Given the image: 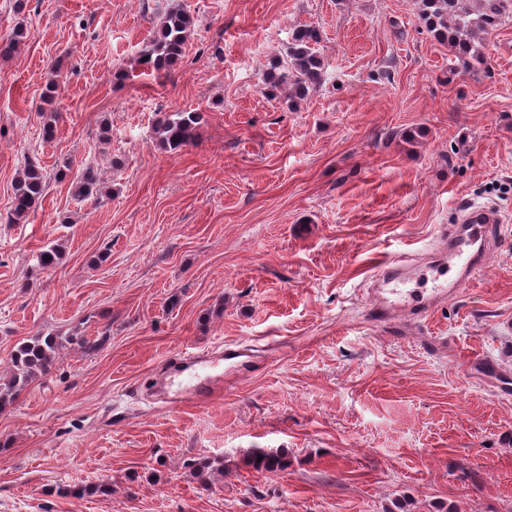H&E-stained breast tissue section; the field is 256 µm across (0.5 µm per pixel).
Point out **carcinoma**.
<instances>
[{
    "label": "carcinoma",
    "mask_w": 512,
    "mask_h": 512,
    "mask_svg": "<svg viewBox=\"0 0 512 512\" xmlns=\"http://www.w3.org/2000/svg\"><path fill=\"white\" fill-rule=\"evenodd\" d=\"M419 18L428 32L448 43L455 57L451 68H474L484 62L486 36L512 19V0H420ZM193 28V16L179 4L172 6L141 50L137 66L157 74L170 72L180 62ZM27 38L28 31L17 28L9 39L0 43V56L15 55ZM317 39L316 30L311 28L294 32L286 59L274 62L265 75L268 91H287L288 102L295 105L323 83L324 65L312 48ZM60 77L61 69L55 68L47 81L43 102L49 106L56 102ZM199 123L200 115L196 112L166 113L155 126L156 139L164 149L177 151L192 143ZM47 179L46 170L36 159H30L14 183L11 208L16 220L25 219L37 210L47 189ZM73 185L75 195L82 199L105 194L98 171L91 165L76 175ZM105 340L104 336L70 337L71 344L85 355L99 352ZM58 350V337L51 335L39 334L20 343L10 358V377L0 383V408L12 402L34 377L48 374L55 365ZM244 461L246 466L265 474L287 467L285 457L276 449L255 448L245 455ZM194 470L204 480L214 471L223 472L224 462L204 460L196 463Z\"/></svg>",
    "instance_id": "1"
}]
</instances>
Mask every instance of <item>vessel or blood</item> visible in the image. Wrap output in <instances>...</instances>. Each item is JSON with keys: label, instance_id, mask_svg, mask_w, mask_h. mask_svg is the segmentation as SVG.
<instances>
[{"label": "vessel or blood", "instance_id": "obj_1", "mask_svg": "<svg viewBox=\"0 0 512 512\" xmlns=\"http://www.w3.org/2000/svg\"><path fill=\"white\" fill-rule=\"evenodd\" d=\"M500 221L498 212L491 208L471 206L464 209L459 222L445 228L441 234L448 246V263L434 268L432 288L411 287L409 258H401L384 267L378 275L382 300L373 309L377 321L386 322L407 312L416 323H425L448 297L470 281L478 266L485 264L486 253ZM215 361L214 352L209 350L178 352L169 359L173 380L169 383L156 380V396L172 407L208 402L222 396L223 377L209 371Z\"/></svg>", "mask_w": 512, "mask_h": 512}]
</instances>
